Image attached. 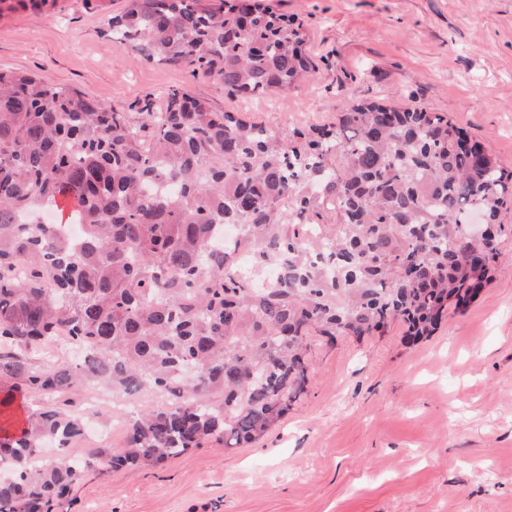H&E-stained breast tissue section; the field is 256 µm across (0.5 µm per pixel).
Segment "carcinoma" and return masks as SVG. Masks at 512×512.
Here are the masks:
<instances>
[{
    "label": "carcinoma",
    "instance_id": "carcinoma-1",
    "mask_svg": "<svg viewBox=\"0 0 512 512\" xmlns=\"http://www.w3.org/2000/svg\"><path fill=\"white\" fill-rule=\"evenodd\" d=\"M107 25L146 60L202 70L244 99L318 72L302 22L263 0H125ZM468 144L420 105L357 99L334 129L284 134L180 89L133 121L80 88L0 70V383L159 397L126 413L122 444L40 465L45 443L73 447L84 423L30 412L0 435V512H52L94 467L262 439L305 390L313 335L368 336L395 319L414 341L431 335L501 257L498 236L467 232L468 215L480 204L496 223L512 172ZM62 202L86 225L75 245L18 221ZM240 252L278 276H241ZM61 332L87 360L36 368Z\"/></svg>",
    "mask_w": 512,
    "mask_h": 512
}]
</instances>
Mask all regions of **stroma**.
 Returning <instances> with one entry per match:
<instances>
[{"mask_svg":"<svg viewBox=\"0 0 512 512\" xmlns=\"http://www.w3.org/2000/svg\"><path fill=\"white\" fill-rule=\"evenodd\" d=\"M298 16L319 73L246 100L146 61L107 26L124 0L0 13V69L37 72L129 114L179 88L278 132L335 125L350 100L423 103L512 170V0H266ZM492 281L432 336H314L306 392L263 439L156 469L91 471L57 512H512V200Z\"/></svg>","mask_w":512,"mask_h":512,"instance_id":"1","label":"stroma"}]
</instances>
